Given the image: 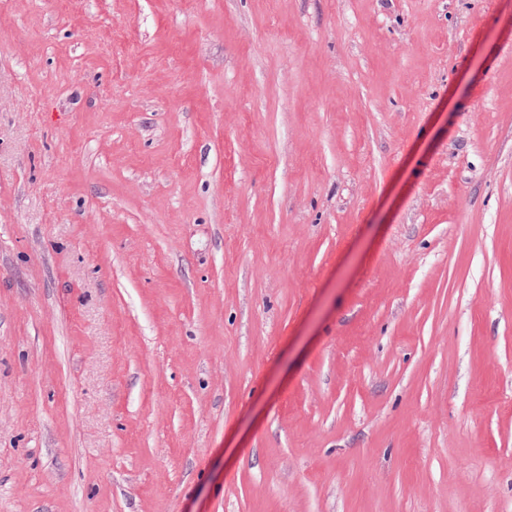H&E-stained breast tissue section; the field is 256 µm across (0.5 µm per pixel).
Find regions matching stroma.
Wrapping results in <instances>:
<instances>
[{
    "label": "stroma",
    "instance_id": "1",
    "mask_svg": "<svg viewBox=\"0 0 512 512\" xmlns=\"http://www.w3.org/2000/svg\"><path fill=\"white\" fill-rule=\"evenodd\" d=\"M0 512H512V0H0Z\"/></svg>",
    "mask_w": 512,
    "mask_h": 512
}]
</instances>
